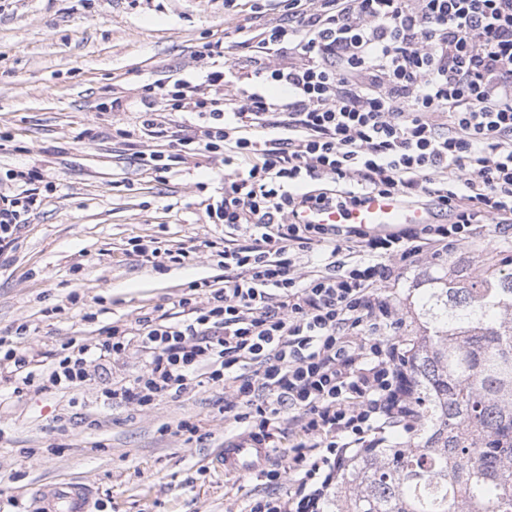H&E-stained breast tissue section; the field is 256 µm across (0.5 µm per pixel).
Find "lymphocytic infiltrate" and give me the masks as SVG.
<instances>
[{
    "instance_id": "f902f5d3",
    "label": "lymphocytic infiltrate",
    "mask_w": 512,
    "mask_h": 512,
    "mask_svg": "<svg viewBox=\"0 0 512 512\" xmlns=\"http://www.w3.org/2000/svg\"><path fill=\"white\" fill-rule=\"evenodd\" d=\"M253 0L259 60L231 97L205 82L157 83L170 109L197 124L144 114L145 134L195 153L223 152L224 192L206 211L224 227L222 284L205 283L204 305L144 319L132 382L105 402L142 410L208 384L242 431L231 448L298 440L288 467L268 483L297 479L285 496L257 495L244 512H330L347 463L381 445L385 431L415 424L402 365L404 321L382 294L400 270L427 254L470 243L482 228L512 222V0ZM0 196V255L37 203L32 176ZM450 215L373 234L353 224H303L311 207L350 209L366 194ZM248 230L240 240V230ZM318 262L305 264L304 256ZM127 332L66 346L44 377L15 348L0 361L16 384L77 387L91 358L122 355Z\"/></svg>"
}]
</instances>
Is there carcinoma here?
Wrapping results in <instances>:
<instances>
[{"instance_id":"carcinoma-1","label":"carcinoma","mask_w":512,"mask_h":512,"mask_svg":"<svg viewBox=\"0 0 512 512\" xmlns=\"http://www.w3.org/2000/svg\"><path fill=\"white\" fill-rule=\"evenodd\" d=\"M413 312L418 426L345 467L335 512H512V256L431 278Z\"/></svg>"}]
</instances>
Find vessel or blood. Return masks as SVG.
<instances>
[{"label": "vessel or blood", "instance_id": "obj_1", "mask_svg": "<svg viewBox=\"0 0 512 512\" xmlns=\"http://www.w3.org/2000/svg\"><path fill=\"white\" fill-rule=\"evenodd\" d=\"M305 224H355L375 234H383L403 224H426L427 210L406 206L392 197L372 194L349 210L314 208L302 212ZM264 448H227L220 458L223 469L245 472L257 468L266 458ZM35 512H90L91 494L80 484L39 487L34 495Z\"/></svg>", "mask_w": 512, "mask_h": 512}]
</instances>
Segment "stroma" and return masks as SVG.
Masks as SVG:
<instances>
[{"label": "stroma", "instance_id": "35a3bbf8", "mask_svg": "<svg viewBox=\"0 0 512 512\" xmlns=\"http://www.w3.org/2000/svg\"><path fill=\"white\" fill-rule=\"evenodd\" d=\"M247 0H0V189L18 191L13 169L41 177V206L0 259V336L47 370L68 344L94 345L115 325L172 310L194 281L223 280L209 256L156 269L133 251L141 241L176 245L222 240L205 202L220 197L224 155L172 162L163 177L142 155L171 154L167 139L142 131L146 85L213 71L204 46L219 39L233 70H252L237 44L249 28ZM512 243L481 231L439 261L403 269L386 293L404 335L421 324L409 304L428 279L456 268L478 275ZM137 351L93 361L83 383L16 397L0 379V512H33L41 484L82 481L96 512H243L250 496L286 495L291 480L269 485L227 474L214 459L240 430L202 386L152 409L104 404L102 388L144 368ZM204 420L208 439L175 434L183 419Z\"/></svg>", "mask_w": 512, "mask_h": 512}]
</instances>
